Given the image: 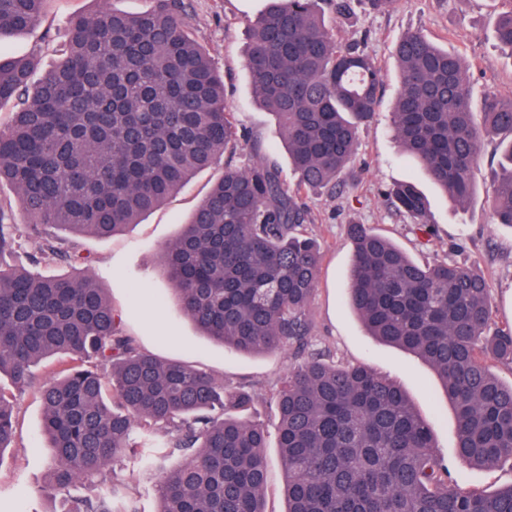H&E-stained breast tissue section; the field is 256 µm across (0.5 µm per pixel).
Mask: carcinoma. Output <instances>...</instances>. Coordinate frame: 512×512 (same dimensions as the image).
Returning a JSON list of instances; mask_svg holds the SVG:
<instances>
[{"mask_svg":"<svg viewBox=\"0 0 512 512\" xmlns=\"http://www.w3.org/2000/svg\"><path fill=\"white\" fill-rule=\"evenodd\" d=\"M49 0H0V34L38 26ZM191 0H152L130 14L71 17L63 57L39 79L29 61H0V184L15 193L44 276L0 265V376L18 390L33 369L60 358L39 390L43 434L54 450L52 491L89 481L96 494L65 499L60 512H138L113 468L127 458L155 480L158 512H265V428L250 418V387L142 350L86 272V237L121 233L196 173L260 142L224 105V74L190 32ZM352 0H268L250 21L244 51L259 105L276 119L298 175L286 187L262 156L224 172L180 234L161 250L184 314L210 339L247 355L289 348L299 364L275 383L287 512H512V485L492 492L450 479L425 419L402 387L365 365H342L310 336L320 252L304 234L302 189L336 188L353 163L361 124L380 106L382 71L356 43L338 40ZM493 37L512 51V12ZM391 112L403 153L460 206L475 191L483 138L502 136L493 176L494 222L512 229V99L487 95L475 117L468 65L424 34L402 36ZM387 205L430 234L429 203L412 181ZM352 308L377 340L409 350L442 380L466 466L512 462V327L493 322L490 288L456 262L422 263L367 224L351 222ZM11 210L0 207V257L20 247ZM14 433L13 402L0 388V452ZM181 462L169 468L166 461Z\"/></svg>","mask_w":512,"mask_h":512,"instance_id":"cac0c4a2","label":"carcinoma"}]
</instances>
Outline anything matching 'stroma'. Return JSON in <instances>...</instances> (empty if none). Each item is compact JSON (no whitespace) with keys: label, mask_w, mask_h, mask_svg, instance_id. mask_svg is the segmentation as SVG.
Segmentation results:
<instances>
[{"label":"stroma","mask_w":512,"mask_h":512,"mask_svg":"<svg viewBox=\"0 0 512 512\" xmlns=\"http://www.w3.org/2000/svg\"><path fill=\"white\" fill-rule=\"evenodd\" d=\"M149 5L150 0H51L40 27L0 35V59H31L37 71H45L60 58L61 36L73 15L103 8L137 13ZM263 6L264 0H191L186 22L224 75L228 111L239 127L260 138L266 152L277 158L284 182L293 191L297 180L282 149L279 127L255 104L244 68L248 21ZM509 11L512 0H396L389 12L374 13L363 0H356L351 16L329 18L339 39L359 44L380 65L382 107L360 130L347 185L333 194L301 193L309 214L304 231L321 252L311 303L314 346L329 350L337 362L370 366L399 383L427 420L452 476L462 487L479 490L512 484V465L494 469L462 465L456 452L454 412L436 372L415 354L368 334L347 299L353 247L346 226L353 221L371 225L422 261H455L476 267L492 289L495 321L512 326V230L494 223L489 200L492 172L499 159L497 138L483 139L473 172L475 194L462 207L445 198L417 163L401 156L390 129V108L399 83L392 50L411 31L424 33L466 60L475 98L487 91L512 97V53L499 48L493 37L495 19ZM48 31L53 41L45 40ZM223 170L218 163L201 171L141 224L113 237L85 239L84 245L95 257L91 275L106 290L129 334L142 348L205 369L224 382L252 388L251 417L268 431L265 509L285 512L287 477L277 448V418L268 399L272 384L291 364L290 350L246 355L203 336L182 312L160 263L161 248L178 235ZM402 181L415 182L427 196V221L433 226V236H422L413 219L393 213L386 205L384 191ZM56 367L53 361L39 364L34 369L36 385L12 391L15 439L0 456V512H57L61 506L60 499L47 492L53 451L42 435L43 408L37 389Z\"/></svg>","instance_id":"stroma-1"}]
</instances>
